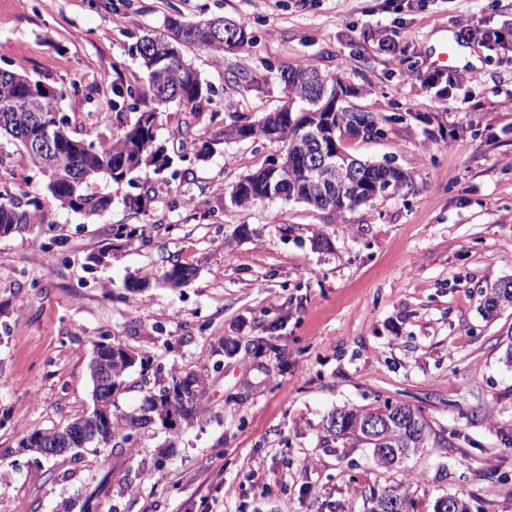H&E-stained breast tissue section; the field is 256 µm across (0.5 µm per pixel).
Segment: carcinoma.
<instances>
[{"mask_svg": "<svg viewBox=\"0 0 512 512\" xmlns=\"http://www.w3.org/2000/svg\"><path fill=\"white\" fill-rule=\"evenodd\" d=\"M234 29L244 31L246 22L241 18L213 15L204 21L185 22L169 19L166 35H145L137 43L145 77L134 90L117 91L116 96H129L152 108L141 113L137 121L118 134L88 140L77 136L69 116L62 114L61 94L46 97L34 94L39 81L0 69V133L19 146L23 139L34 141L42 136L39 128L31 123V114L41 112L50 117L57 154L27 156L31 167L45 182V189L52 203L61 209L78 212L87 218L105 212L112 204V193L96 190L98 182L108 180L115 190L134 181H142L148 172L155 174L170 165L166 149L158 142L154 127L155 112L161 106L178 102L193 109L210 100L211 86L194 66L179 54L168 59L161 47L171 42L178 50L185 47L204 52H224V22ZM288 107L269 112L260 118L265 134L262 141L288 146V174L283 181V200L303 202L340 218L366 203L367 192L378 190L377 196L388 197L409 189L411 174L385 163L364 162L356 157L357 185H342L335 192L329 191L328 170L311 163V156L324 149L336 152V143L344 138H357L360 128L377 125L368 113L343 109L324 121L317 114L327 110L324 91L336 92V77L322 74L304 64L279 74ZM272 177L270 168L261 167L241 178L230 193L235 206L253 204L267 199V188ZM47 223L45 205L37 198L25 199L0 194V236L23 235L27 225L42 226ZM195 273L189 266L174 264L162 279L177 287L187 282ZM482 312L492 318L502 309L512 307V282L500 280L482 291ZM113 341L107 332L93 343L89 371L92 381L93 409L88 418H78L68 423L71 431L79 433L83 423L98 421V434L94 448H106L114 440L125 444L133 441V430L148 422L161 421L175 415L178 425L173 433L190 425L197 413L196 391L201 379L194 374H172L158 380L145 396L146 415L140 418L117 417L112 411L114 396L125 383L135 359H115L109 353ZM377 415L384 427L375 435L363 429L365 417ZM324 429L336 440L361 444L372 449L373 459L382 468H392L388 456L401 454L397 466H402L410 456L427 447L432 427L419 409L406 403L390 401L369 409L343 408L332 412ZM19 447L30 453L41 454L43 448H60L55 429H35L26 434ZM395 496L402 512H414V501L402 484L391 486L370 499L368 512H381L382 503Z\"/></svg>", "mask_w": 512, "mask_h": 512, "instance_id": "obj_1", "label": "carcinoma"}]
</instances>
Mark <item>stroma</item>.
Returning <instances> with one entry per match:
<instances>
[{
    "label": "stroma",
    "mask_w": 512,
    "mask_h": 512,
    "mask_svg": "<svg viewBox=\"0 0 512 512\" xmlns=\"http://www.w3.org/2000/svg\"><path fill=\"white\" fill-rule=\"evenodd\" d=\"M214 14L247 20L252 42L186 50L213 93L200 110L156 112L173 169L144 183L146 210L117 200L89 224L53 206L40 232L0 238V512L87 500L97 512H367L396 483L415 512L455 492L471 512H512V308L485 319L480 294L512 279V55L474 40L470 83L426 82L437 33L461 18L512 29V0H0V68L62 90L89 137L117 133L139 116L114 98L142 81L140 37ZM299 64L342 79L346 107L377 117L382 137L344 147L410 172V192L342 219L279 199L231 205L278 144L197 149L279 109L278 76ZM0 158L14 172L1 193L45 198L22 147L0 137ZM175 263L196 270L183 287H123ZM104 331L146 363L116 393L118 414L175 369L203 377L201 417L179 439L152 424L102 455L19 453L25 434L91 411ZM387 400L433 428L392 472L323 428L329 412Z\"/></svg>",
    "instance_id": "35a3bbf8"
}]
</instances>
